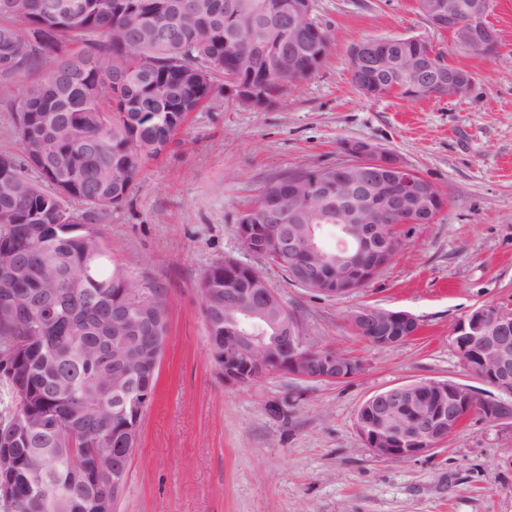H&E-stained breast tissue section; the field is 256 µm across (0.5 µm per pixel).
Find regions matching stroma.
<instances>
[{
    "instance_id": "obj_1",
    "label": "stroma",
    "mask_w": 512,
    "mask_h": 512,
    "mask_svg": "<svg viewBox=\"0 0 512 512\" xmlns=\"http://www.w3.org/2000/svg\"><path fill=\"white\" fill-rule=\"evenodd\" d=\"M417 0H313L328 31L319 70L256 110L215 79L207 106L149 160L130 201L98 229L113 262L167 302L155 396L141 424L116 512H512V417L472 413L438 449L395 461L361 439V405L388 387L454 381L512 406L469 374L451 331L468 310L512 304V0H493L503 34L489 59L459 53ZM420 35L472 72L465 100L367 98L351 85L359 40ZM387 151L445 200L431 224L402 225V244L365 288L326 298L292 284L237 235L267 182L348 161L349 144ZM259 270L321 346L357 357L341 382L274 372L228 384L210 350L203 273L224 258ZM364 306L413 315L415 338L375 346L350 318Z\"/></svg>"
}]
</instances>
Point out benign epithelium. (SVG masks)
I'll return each instance as SVG.
<instances>
[{
  "label": "benign epithelium",
  "mask_w": 512,
  "mask_h": 512,
  "mask_svg": "<svg viewBox=\"0 0 512 512\" xmlns=\"http://www.w3.org/2000/svg\"><path fill=\"white\" fill-rule=\"evenodd\" d=\"M492 0H466L470 25H457L451 0H426L422 15L435 29L448 22V31L468 29V39L486 54L502 42L499 30L488 24ZM311 0H290L283 4V20L278 29L285 50L275 56L272 70L277 80L291 76L294 46L300 36L318 33L311 17ZM422 36H403L391 44L393 51L381 49L370 39L356 43L349 55V70L369 98L386 95L385 76L398 73L408 96L433 98L448 87L446 98L466 99L474 89L468 72L447 67L433 55L402 53L405 42H423ZM225 90L240 103L261 109L268 104L262 86L253 77L240 76ZM352 159L336 167L320 169L301 181L291 180L279 189L274 203L287 199L292 206L277 207L279 223L260 224L261 208L245 212L237 226L243 246L279 270L288 272L297 285L327 297H343L365 287L392 260L396 253L392 218L405 224H431L444 207V198L388 152L367 143H357ZM336 200L342 205L349 224H339L336 257L324 252L316 224L305 219L315 206ZM366 255L368 261L357 257ZM224 274L244 273L249 281L247 309L224 298V306L213 303L209 312L227 319L241 314L261 335L244 329H224V342L215 346L213 358L224 381L246 385L275 370L307 381L341 382L360 372V360L328 348L315 352L301 322L288 311L280 294L261 273L232 258L221 263ZM112 321L118 331L133 332L140 321L122 303L112 306ZM354 328L369 331L365 341L376 346L406 342L418 335L416 318L404 311L376 306L360 308L351 316ZM452 341L465 370L491 383L498 391L512 395V305L485 304L460 318ZM117 374L112 390L121 399L140 394V373L123 354H113ZM471 404V389L452 381L422 380L396 385L370 398L357 415V429L377 455L398 461L410 460L438 448L448 435L460 428Z\"/></svg>",
  "instance_id": "obj_1"
}]
</instances>
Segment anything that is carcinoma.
Listing matches in <instances>:
<instances>
[{
	"mask_svg": "<svg viewBox=\"0 0 512 512\" xmlns=\"http://www.w3.org/2000/svg\"><path fill=\"white\" fill-rule=\"evenodd\" d=\"M284 0H0V98L10 103L23 162L15 178H0V261L24 276L0 284V386L11 411L0 418V512H98L112 496V469L124 468L116 434L140 426V399L115 402L112 361L98 345L112 335L98 319L126 290L130 276L106 250L96 225L122 205L144 164L159 157L188 115L209 98L211 73L198 72L218 56L226 79L253 67L266 80L263 59L241 51L249 42L278 48L277 7ZM175 26V42L140 34ZM300 46L301 77L310 55L326 56L330 38ZM34 69L46 77L26 87L17 78ZM36 171L26 178L21 165ZM77 200L84 211L65 203ZM312 223L330 237L342 223L336 209L316 211ZM211 266L200 283L202 305L224 289L247 300L248 280L229 282ZM58 279L59 306L37 299ZM157 347L151 334L127 345L148 362L143 378L155 393ZM75 417V430L47 429Z\"/></svg>",
	"mask_w": 512,
	"mask_h": 512,
	"instance_id": "1",
	"label": "carcinoma"
}]
</instances>
